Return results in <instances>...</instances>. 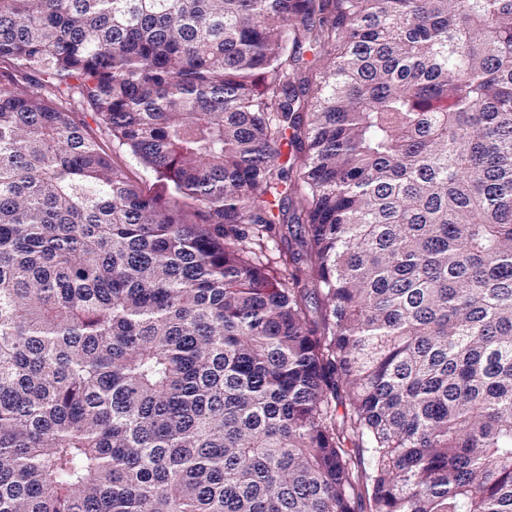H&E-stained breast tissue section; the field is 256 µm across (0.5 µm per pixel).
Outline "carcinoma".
I'll return each instance as SVG.
<instances>
[{
	"instance_id": "obj_1",
	"label": "carcinoma",
	"mask_w": 512,
	"mask_h": 512,
	"mask_svg": "<svg viewBox=\"0 0 512 512\" xmlns=\"http://www.w3.org/2000/svg\"><path fill=\"white\" fill-rule=\"evenodd\" d=\"M0 64V512H512V0H0ZM112 158L126 168L132 182L145 194L156 196L162 192V186L156 180L154 174L140 164L131 154L112 146Z\"/></svg>"
}]
</instances>
